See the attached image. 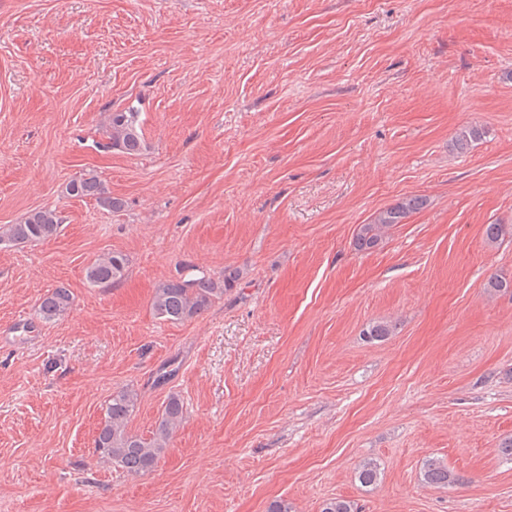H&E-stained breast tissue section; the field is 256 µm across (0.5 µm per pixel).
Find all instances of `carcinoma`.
Segmentation results:
<instances>
[{
  "label": "carcinoma",
  "mask_w": 512,
  "mask_h": 512,
  "mask_svg": "<svg viewBox=\"0 0 512 512\" xmlns=\"http://www.w3.org/2000/svg\"><path fill=\"white\" fill-rule=\"evenodd\" d=\"M483 132L476 128H464L456 137L460 150H466ZM106 141L98 143L104 151H118L127 155L139 154L148 148L143 129L140 108L134 104L111 112L105 126ZM67 194L76 198H93L102 207L117 212L122 202L106 192L100 177L87 172L71 180L66 187ZM426 200L421 196L408 197L396 206L379 212L369 224L359 225L354 238L357 250H375L387 237L389 231L402 223L410 213L424 207ZM63 219L52 208H41L26 214L18 224L0 227V246L36 244L56 236ZM128 259L119 253H104L85 268V278L93 286L108 288L120 283L126 273ZM240 280V272L233 268L224 269V274L210 276H180L160 283L153 290L151 309L154 316L164 322H183L205 312L224 293L234 288ZM71 309V295L66 288H54L41 299L37 315L45 322H51L67 314ZM138 393L132 388L122 389L109 399L104 418L94 440V453L100 462L121 467L129 474H144L156 467L169 447L173 433L183 417L184 403L172 394L167 398L161 415L149 435H139L128 428L136 411ZM378 465L371 461L362 462L357 468V479L364 487H374L379 482ZM422 481L425 484L445 488L459 481L447 466L429 459L423 464ZM320 512H359L357 505L344 498L323 501Z\"/></svg>",
  "instance_id": "1"
}]
</instances>
